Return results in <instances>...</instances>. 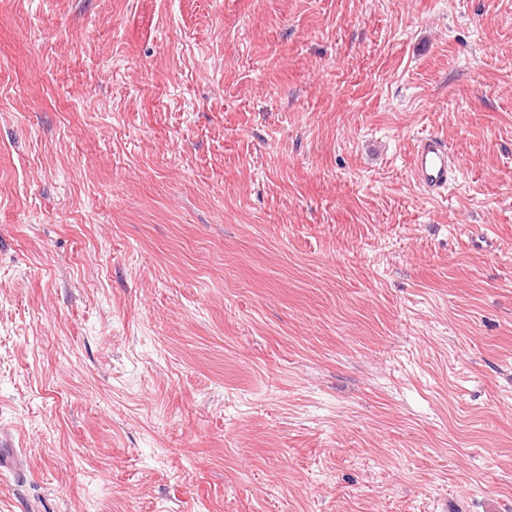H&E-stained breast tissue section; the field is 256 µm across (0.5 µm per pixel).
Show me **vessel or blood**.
<instances>
[{
  "instance_id": "b4317fda",
  "label": "vessel or blood",
  "mask_w": 512,
  "mask_h": 512,
  "mask_svg": "<svg viewBox=\"0 0 512 512\" xmlns=\"http://www.w3.org/2000/svg\"><path fill=\"white\" fill-rule=\"evenodd\" d=\"M460 164L448 143L435 134L422 136L411 162L414 184L429 195H439L458 177Z\"/></svg>"
}]
</instances>
